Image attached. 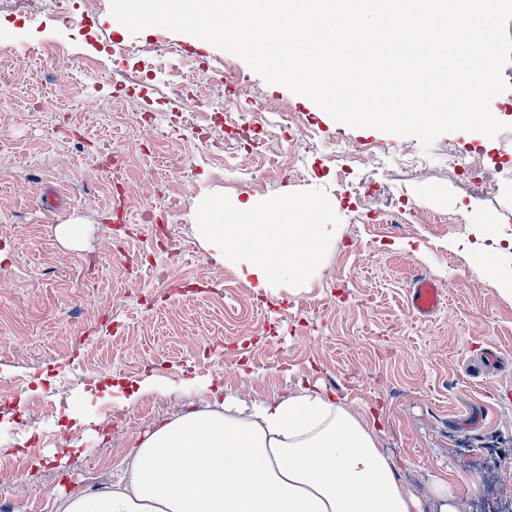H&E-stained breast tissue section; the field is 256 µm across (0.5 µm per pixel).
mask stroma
<instances>
[{
	"instance_id": "stroma-1",
	"label": "stroma",
	"mask_w": 512,
	"mask_h": 512,
	"mask_svg": "<svg viewBox=\"0 0 512 512\" xmlns=\"http://www.w3.org/2000/svg\"><path fill=\"white\" fill-rule=\"evenodd\" d=\"M43 39L64 42L65 61L29 55L28 45ZM116 40L155 50L166 69L186 73L220 54L187 33H130L106 8L90 30L77 9L34 23L0 18V93H14L0 105V233L13 242L11 252H0V462L19 455L31 434L41 437L24 465L0 471V512H62L69 490L111 489L134 438L204 406L209 396L199 383L216 375L225 392L247 401L288 394L303 377L320 382L351 412L379 416L383 446L423 512H438L432 485L440 477L455 491L457 512H506L512 257L497 250L500 239L512 238V63L502 71L510 89L495 98L506 131L447 133L427 156L414 138L339 124L240 57L220 54L245 84L224 113L228 166L213 177L203 170V151L182 141L169 140L167 154L154 155L150 140L115 118L120 103L103 104L105 88L71 105L62 75L94 58L100 76L134 91L131 105L180 116L181 100L166 95L160 80L133 63L113 64ZM48 95L66 106L74 140L57 139L53 113L33 111ZM284 107L309 119L319 137L276 139L261 157L240 156L233 126ZM337 138L365 153L349 188L337 182L327 155V141ZM136 140L142 147L113 193L94 161L115 143ZM453 145L482 149L484 170H450ZM295 154L302 175L281 172ZM368 170L383 183L372 199L356 187ZM146 175L158 206L177 204L179 263L191 274L151 288L148 309L140 303L150 288L144 269L165 256L131 216ZM311 188L326 189L341 224L303 287L256 289L254 278L213 258L199 240L196 211L207 194H226L236 206ZM50 191L59 204L46 211L41 202ZM62 224L80 225V239H62ZM92 252L102 258L93 281L81 265ZM493 254L503 269L496 282L479 261ZM418 275L445 291V305L427 320L410 309ZM490 351L498 356L492 364L484 360ZM147 378L154 388L124 411L117 433L125 446L113 453L102 433L119 410L111 388Z\"/></svg>"
}]
</instances>
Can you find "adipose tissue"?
I'll use <instances>...</instances> for the list:
<instances>
[{
    "label": "adipose tissue",
    "instance_id": "obj_1",
    "mask_svg": "<svg viewBox=\"0 0 512 512\" xmlns=\"http://www.w3.org/2000/svg\"><path fill=\"white\" fill-rule=\"evenodd\" d=\"M202 388L212 404L136 439L123 478L70 493L63 512H421L376 420L333 392L301 386L247 402Z\"/></svg>",
    "mask_w": 512,
    "mask_h": 512
}]
</instances>
